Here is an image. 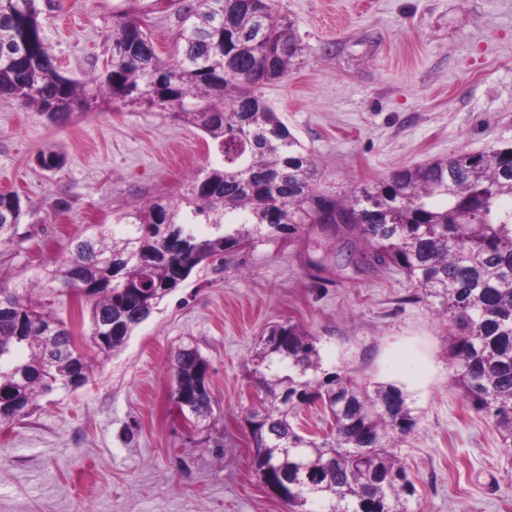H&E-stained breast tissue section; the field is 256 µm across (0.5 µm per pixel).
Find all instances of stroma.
<instances>
[{
    "instance_id": "35a3bbf8",
    "label": "stroma",
    "mask_w": 512,
    "mask_h": 512,
    "mask_svg": "<svg viewBox=\"0 0 512 512\" xmlns=\"http://www.w3.org/2000/svg\"><path fill=\"white\" fill-rule=\"evenodd\" d=\"M303 48L283 80L259 86L315 163L317 190L342 195L394 169L512 138V0H274ZM148 12L160 57L181 20L166 0H62L44 38L84 81L110 58L116 14ZM62 167L40 166L42 151ZM198 128L168 112L101 102L63 121L0 96V193L28 213L0 244V285L36 280L78 235L120 233L122 214L184 193L216 162ZM351 238L301 230L200 266L97 362L87 385L38 398L0 425V512H288L253 465V351L275 324L317 337L323 370L392 383L417 418L397 452L412 512H512V457L453 381L448 322L406 275L340 268ZM90 348L89 306L33 294ZM197 347L210 365L215 422L184 419L168 397L167 356Z\"/></svg>"
}]
</instances>
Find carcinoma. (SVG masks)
<instances>
[{
	"mask_svg": "<svg viewBox=\"0 0 512 512\" xmlns=\"http://www.w3.org/2000/svg\"><path fill=\"white\" fill-rule=\"evenodd\" d=\"M58 7L0 0V96L57 120L100 99L159 107L204 132L221 158L179 199L130 213L122 237L78 239L45 268L42 286L90 303L97 354L119 350L199 265L307 224L331 226L363 242L369 270L396 269L440 305L454 380L512 453V141L327 195L314 188L313 160L257 94L258 85L287 77L302 52L272 0H189L173 63L155 51L149 14L119 15L110 61L86 82L63 75L45 42L40 15ZM24 215L17 195L0 194V242ZM251 363L255 470L285 487L289 512H413L395 448L417 420L400 388L338 372L318 378L317 338L289 323L271 329ZM168 366L171 403L198 423L212 419L208 360L184 346ZM90 373L63 320L0 287L1 425L29 416L37 397L69 390L74 377L83 387ZM316 403L330 421L322 440L293 424Z\"/></svg>",
	"mask_w": 512,
	"mask_h": 512,
	"instance_id": "cac0c4a2",
	"label": "carcinoma"
}]
</instances>
